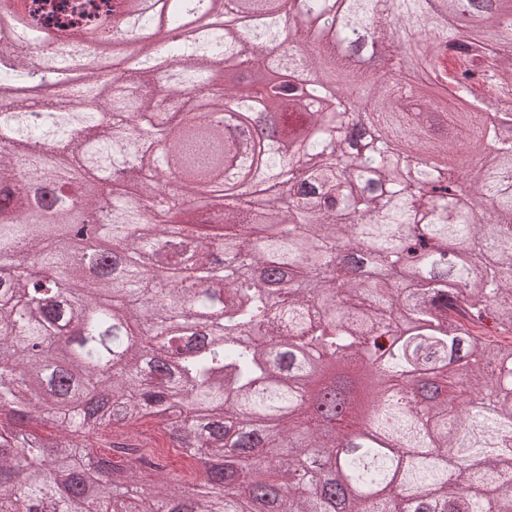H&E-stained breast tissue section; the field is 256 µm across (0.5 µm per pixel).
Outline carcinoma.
Segmentation results:
<instances>
[{"label":"carcinoma","mask_w":512,"mask_h":512,"mask_svg":"<svg viewBox=\"0 0 512 512\" xmlns=\"http://www.w3.org/2000/svg\"><path fill=\"white\" fill-rule=\"evenodd\" d=\"M12 2L27 39L0 43L19 92L0 141L29 149L0 151V512H512V387L489 373L512 366V28L488 24L512 0H116L70 33ZM289 15L298 51L273 54ZM123 16L187 35L128 59L105 37ZM371 30L413 42L393 65L457 112L380 75H354L362 112L310 83ZM47 35L61 94L31 103ZM243 72L292 76L259 90L280 142L182 133L226 100L255 121L235 88L194 95ZM87 219L101 252L72 242ZM147 418L199 477L95 450Z\"/></svg>","instance_id":"obj_1"}]
</instances>
